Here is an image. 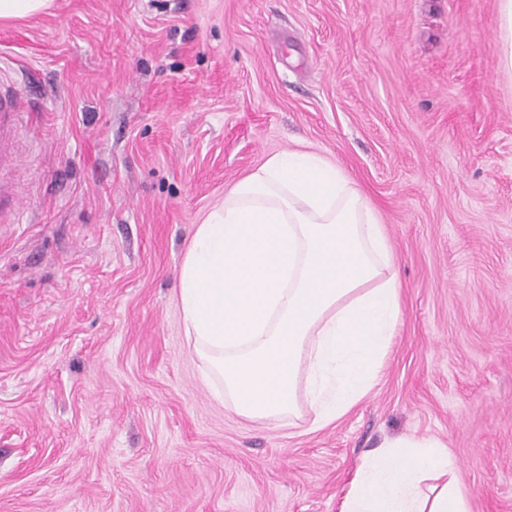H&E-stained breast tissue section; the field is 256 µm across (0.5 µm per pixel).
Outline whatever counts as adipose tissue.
Listing matches in <instances>:
<instances>
[{"label":"adipose tissue","instance_id":"obj_1","mask_svg":"<svg viewBox=\"0 0 512 512\" xmlns=\"http://www.w3.org/2000/svg\"><path fill=\"white\" fill-rule=\"evenodd\" d=\"M186 334L216 397L249 420L322 428L371 390L401 317L391 241L334 162L286 150L195 227L179 273ZM341 512H470L451 452L404 437L366 458Z\"/></svg>","mask_w":512,"mask_h":512}]
</instances>
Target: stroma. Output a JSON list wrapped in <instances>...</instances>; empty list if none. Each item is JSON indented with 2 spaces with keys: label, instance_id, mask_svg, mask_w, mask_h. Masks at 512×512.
Returning <instances> with one entry per match:
<instances>
[{
  "label": "stroma",
  "instance_id": "35a3bbf8",
  "mask_svg": "<svg viewBox=\"0 0 512 512\" xmlns=\"http://www.w3.org/2000/svg\"><path fill=\"white\" fill-rule=\"evenodd\" d=\"M497 0H54L0 21L20 94L0 223V512H340L431 437L512 512V73ZM377 209L402 318L346 416L253 422L202 378L178 273L270 156Z\"/></svg>",
  "mask_w": 512,
  "mask_h": 512
}]
</instances>
